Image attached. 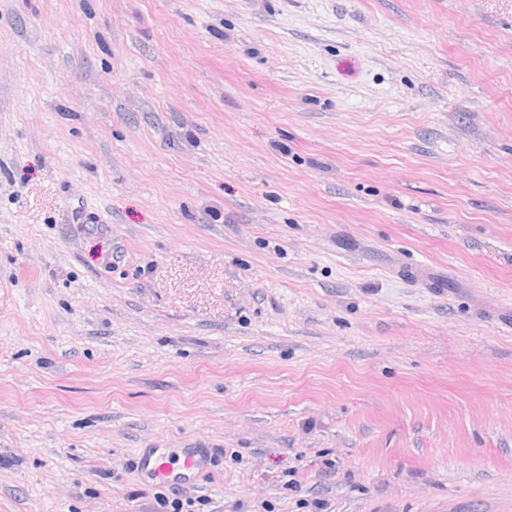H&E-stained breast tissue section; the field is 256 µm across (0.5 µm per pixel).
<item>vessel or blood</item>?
Segmentation results:
<instances>
[{"label": "vessel or blood", "mask_w": 512, "mask_h": 512, "mask_svg": "<svg viewBox=\"0 0 512 512\" xmlns=\"http://www.w3.org/2000/svg\"><path fill=\"white\" fill-rule=\"evenodd\" d=\"M180 466L172 468L169 452L164 448H146L135 461V469L149 480L168 485L183 486L197 483L210 472L214 456L211 449L190 443L180 450Z\"/></svg>", "instance_id": "obj_1"}]
</instances>
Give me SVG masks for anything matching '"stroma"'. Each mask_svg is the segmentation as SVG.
<instances>
[{"label": "stroma", "mask_w": 512, "mask_h": 512, "mask_svg": "<svg viewBox=\"0 0 512 512\" xmlns=\"http://www.w3.org/2000/svg\"><path fill=\"white\" fill-rule=\"evenodd\" d=\"M512 512V0H0V512ZM179 460L180 466L174 470L169 463L168 449L143 448L135 461V469L152 482L168 486L196 484L210 472L214 456L211 448L188 443L186 447L180 448Z\"/></svg>", "instance_id": "obj_1"}]
</instances>
